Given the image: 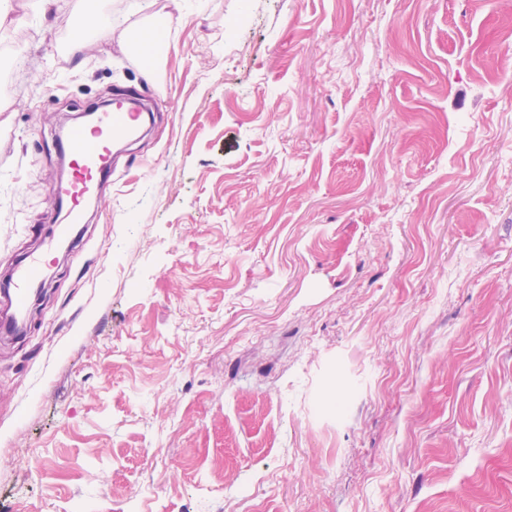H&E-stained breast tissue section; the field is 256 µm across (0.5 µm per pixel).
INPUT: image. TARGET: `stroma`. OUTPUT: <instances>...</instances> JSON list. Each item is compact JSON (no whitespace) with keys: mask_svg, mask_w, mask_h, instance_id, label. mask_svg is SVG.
Instances as JSON below:
<instances>
[{"mask_svg":"<svg viewBox=\"0 0 512 512\" xmlns=\"http://www.w3.org/2000/svg\"><path fill=\"white\" fill-rule=\"evenodd\" d=\"M30 3L0 279L58 134L155 119L0 335V512H512V0Z\"/></svg>","mask_w":512,"mask_h":512,"instance_id":"35a3bbf8","label":"stroma"}]
</instances>
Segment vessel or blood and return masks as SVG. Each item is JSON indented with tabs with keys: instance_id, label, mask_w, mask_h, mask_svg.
I'll list each match as a JSON object with an SVG mask.
<instances>
[{
	"instance_id": "obj_1",
	"label": "vessel or blood",
	"mask_w": 512,
	"mask_h": 512,
	"mask_svg": "<svg viewBox=\"0 0 512 512\" xmlns=\"http://www.w3.org/2000/svg\"><path fill=\"white\" fill-rule=\"evenodd\" d=\"M141 119L135 93H121L107 108L95 111L92 121L70 128L60 140L59 146L70 160V174L58 188L64 214L44 249L26 253L0 285V293L11 309L10 315L0 318L1 335L23 334L24 314L32 295L45 284L50 255L67 242L73 228L83 222L86 201L95 195L103 181L111 179L113 143L138 137Z\"/></svg>"
}]
</instances>
